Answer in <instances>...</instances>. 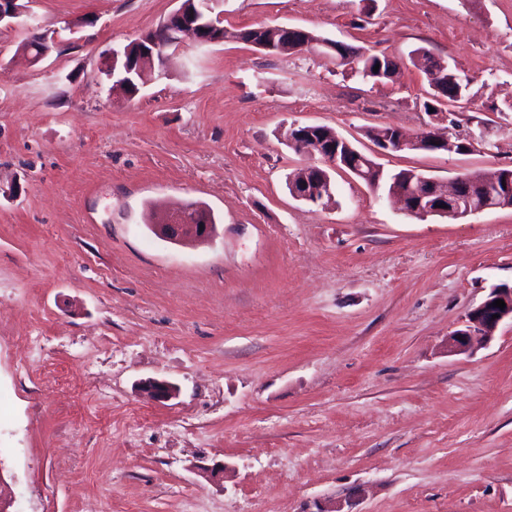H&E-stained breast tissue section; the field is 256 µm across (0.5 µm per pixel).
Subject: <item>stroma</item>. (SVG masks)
I'll return each mask as SVG.
<instances>
[{"label": "stroma", "mask_w": 512, "mask_h": 512, "mask_svg": "<svg viewBox=\"0 0 512 512\" xmlns=\"http://www.w3.org/2000/svg\"><path fill=\"white\" fill-rule=\"evenodd\" d=\"M57 46L0 29V497L10 512H512V323L448 338L512 285V208L417 218L345 170L294 199L320 157L293 125L416 135L426 48L470 102L439 130L491 127L460 155L384 170L442 183L512 169V0H224L223 42L184 41L138 95L108 52L181 0H22ZM285 25L402 59L373 85L235 31ZM189 201L217 235L173 244L147 216ZM178 388L149 400L141 381ZM227 466L223 476L201 466ZM27 30L29 33H32L36 40L41 44V50L37 54V48L34 43H31V55L36 56H30L27 52H24L22 49V52L24 55L27 56L30 62L37 63L41 61L43 58H45L55 47L57 40L54 35H50L48 31H41V28L37 25H28ZM498 299L505 302L504 310L492 306ZM494 314H499V317L492 319ZM507 319L512 322V286L491 288L485 300L470 311L465 328L457 330L448 338L449 353H465L474 343L490 340L498 326Z\"/></svg>", "instance_id": "stroma-1"}]
</instances>
